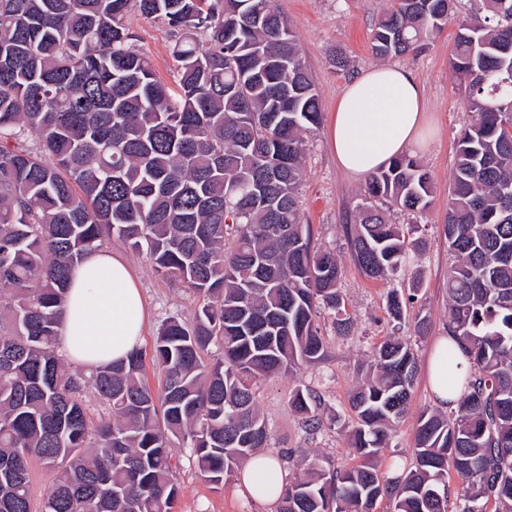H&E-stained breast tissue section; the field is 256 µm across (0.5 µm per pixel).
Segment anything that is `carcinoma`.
I'll use <instances>...</instances> for the list:
<instances>
[{"mask_svg": "<svg viewBox=\"0 0 512 512\" xmlns=\"http://www.w3.org/2000/svg\"><path fill=\"white\" fill-rule=\"evenodd\" d=\"M133 9L169 28L175 87L134 50ZM458 12L394 0L371 49L417 53ZM450 74L472 112L443 225L464 392L446 416L420 413L413 468L380 479L417 373L411 337L397 335L412 294L395 281L424 246L419 226L386 212L433 201L429 171L403 156L369 176L347 230L357 268L392 285L395 330L350 398L359 463L313 460L277 512H376L383 499L392 512H448L450 469L458 512H512V0L458 19ZM321 123L274 0H0V512H32L33 461L54 474L41 512H174L175 445L193 449L213 489L269 447L260 383L322 358L321 312L351 328L341 261L302 221L304 152ZM112 239L203 300L193 322L170 316L155 336L157 396L140 350L78 372L59 349L71 270ZM289 403L320 430L316 392L297 386Z\"/></svg>", "mask_w": 512, "mask_h": 512, "instance_id": "cac0c4a2", "label": "carcinoma"}]
</instances>
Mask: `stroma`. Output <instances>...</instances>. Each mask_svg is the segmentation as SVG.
<instances>
[{
    "mask_svg": "<svg viewBox=\"0 0 512 512\" xmlns=\"http://www.w3.org/2000/svg\"><path fill=\"white\" fill-rule=\"evenodd\" d=\"M391 3L392 0H276L297 36L323 114H330L349 80L377 65L378 60L370 50V37L377 19ZM126 21L138 36L137 49L149 55L160 77H168L172 64L169 29L135 11L128 14ZM456 30L455 23H448L420 53L393 60L394 65L411 71L426 90L434 132L424 149L414 151L413 156L431 174L434 201L429 209L416 216L400 213L392 216L393 222L398 224H419L420 234L426 242L416 263L422 272V285L411 310L428 316L430 330L427 336L417 341L418 372L409 411L377 465L378 474L383 479L395 478L412 467L416 419L422 411L436 408L427 366L435 343L447 334L445 282L451 257L442 226L455 163L456 137L471 120L449 72ZM339 54L349 61L347 71H337L333 64L334 57ZM304 170L301 186L303 221L311 225L315 242L335 248L342 258V289L352 327L349 335H339L332 317H325L321 322L326 337L323 359L297 373L268 378L260 385L259 406L271 433L269 451L275 455L280 449H293V456L281 461L290 474L300 471L306 456L326 461L339 469L354 465L346 436L354 419L349 395L357 386L361 367L368 362L375 345L392 331L386 311L388 284L368 279L349 255L346 227L355 221L364 179L351 177L338 168L322 129L307 144ZM105 248L129 262L147 301L149 317L141 345L143 351L152 350L158 328L166 317L175 315L186 322L193 320L200 304L198 297L162 279L144 255L127 246L112 241L106 243ZM298 385L320 395V415L325 420L335 419V426L322 428L313 435L305 431L288 403L291 390ZM172 454L177 463L179 485L176 512H276L275 506L256 502L245 493L240 474L229 476L223 488L215 490L200 476L190 449L176 447Z\"/></svg>",
    "mask_w": 512,
    "mask_h": 512,
    "instance_id": "35a3bbf8",
    "label": "stroma"
}]
</instances>
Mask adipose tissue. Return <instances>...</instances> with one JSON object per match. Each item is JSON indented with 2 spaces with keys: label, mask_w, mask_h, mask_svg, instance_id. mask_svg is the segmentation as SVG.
<instances>
[{
  "label": "adipose tissue",
  "mask_w": 512,
  "mask_h": 512,
  "mask_svg": "<svg viewBox=\"0 0 512 512\" xmlns=\"http://www.w3.org/2000/svg\"><path fill=\"white\" fill-rule=\"evenodd\" d=\"M429 129L424 86L403 68L381 65L346 86L327 138L337 164L351 176L365 177L422 146ZM145 324L143 294L120 254L98 251L74 269L59 326L60 347L70 362L97 366L126 361L140 348ZM452 346L450 339H442L429 366L430 388L442 407L463 392L462 384L448 382L447 359L457 363V375L468 370L462 355H451ZM285 477L280 462L260 452L245 463L242 483L255 501L274 504L285 489Z\"/></svg>",
  "instance_id": "ef3b65f1"
}]
</instances>
